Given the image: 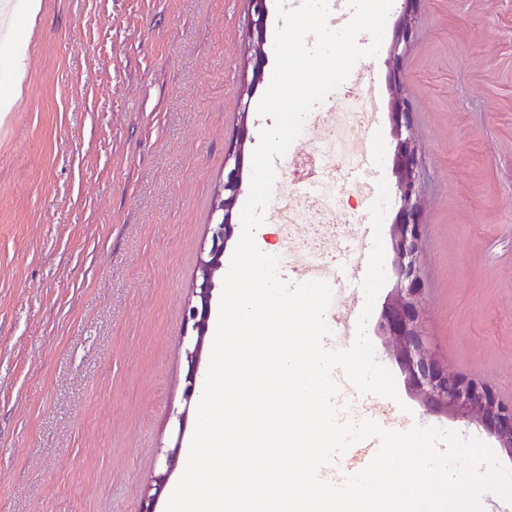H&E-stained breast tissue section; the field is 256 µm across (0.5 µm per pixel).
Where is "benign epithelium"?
<instances>
[{"mask_svg":"<svg viewBox=\"0 0 512 512\" xmlns=\"http://www.w3.org/2000/svg\"><path fill=\"white\" fill-rule=\"evenodd\" d=\"M420 0H403V10L395 26L394 40L386 65L393 80L390 119L396 146L393 171L397 177L399 210L392 224L393 266L397 284L393 299L388 302L378 322V333L395 352V358L406 375L408 388L423 402L437 411L481 424L492 434L500 447L512 457V405L502 403L488 387L440 370L423 347L419 333L420 272L417 263L418 242L423 234L420 221V188L417 178L415 148L410 134L411 106L403 93L402 53L409 44L413 29L411 15ZM251 7V27L248 32L247 65L251 79L243 84L241 95L252 97L254 88L264 80V45L267 29V0H248ZM248 112H241L242 129L230 156L233 164L224 165L223 193L216 196L215 209L224 213L220 223L213 225L210 245L199 265V276L193 287L195 302L184 314V330L191 331L185 348L187 374L183 399L189 403L196 393V377L207 333L212 292L216 276L223 270L224 250L231 239L235 223L233 211L237 203L243 176V155L247 141ZM176 460L167 453V472L152 479L142 512H155V501L161 494Z\"/></svg>","mask_w":512,"mask_h":512,"instance_id":"benign-epithelium-1","label":"benign epithelium"}]
</instances>
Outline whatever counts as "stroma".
I'll return each mask as SVG.
<instances>
[{"mask_svg":"<svg viewBox=\"0 0 512 512\" xmlns=\"http://www.w3.org/2000/svg\"><path fill=\"white\" fill-rule=\"evenodd\" d=\"M394 4L376 57L359 61L382 102ZM246 0H0V71L20 83L0 114V512H139L153 476L166 512L196 426L180 336L243 102ZM28 37L26 56L16 43ZM403 69L417 149L425 345L448 374L512 404V0H422ZM385 224L399 209L388 110L373 129ZM402 417L474 436L406 385L377 323ZM185 411L177 423L174 411ZM177 450L174 469L165 455Z\"/></svg>","mask_w":512,"mask_h":512,"instance_id":"obj_1","label":"stroma"}]
</instances>
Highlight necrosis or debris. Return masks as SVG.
I'll return each mask as SVG.
<instances>
[{"label": "necrosis or debris", "instance_id": "1", "mask_svg": "<svg viewBox=\"0 0 512 512\" xmlns=\"http://www.w3.org/2000/svg\"><path fill=\"white\" fill-rule=\"evenodd\" d=\"M376 116L368 102L367 78L352 72L345 90L327 117L309 113L304 132L317 142V150L296 157L290 167L300 185L314 186V193L291 197L277 204L273 221L280 231V269L298 271L304 280H327L336 274V258L355 266L357 249L342 236L339 226L349 213L336 196L341 171L359 164L368 147V133ZM300 224L312 225V233H297Z\"/></svg>", "mask_w": 512, "mask_h": 512}]
</instances>
